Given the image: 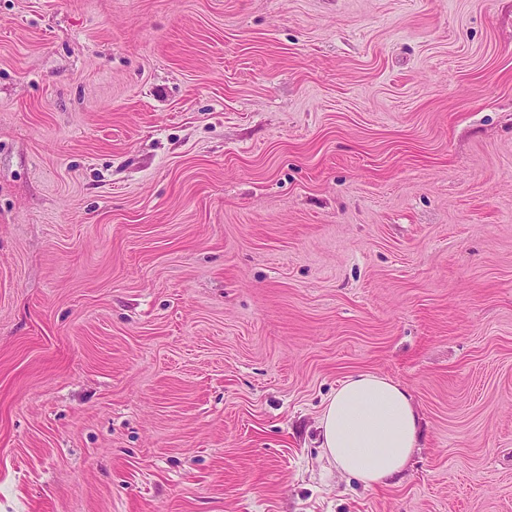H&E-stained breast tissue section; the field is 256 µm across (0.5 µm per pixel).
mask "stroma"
<instances>
[{"mask_svg": "<svg viewBox=\"0 0 512 512\" xmlns=\"http://www.w3.org/2000/svg\"><path fill=\"white\" fill-rule=\"evenodd\" d=\"M0 512H512V0H0ZM421 416L407 390L385 376H347L319 417L322 457L366 488H383L418 448Z\"/></svg>", "mask_w": 512, "mask_h": 512, "instance_id": "stroma-1", "label": "stroma"}]
</instances>
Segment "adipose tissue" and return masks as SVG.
I'll list each match as a JSON object with an SVG mask.
<instances>
[{
	"mask_svg": "<svg viewBox=\"0 0 512 512\" xmlns=\"http://www.w3.org/2000/svg\"><path fill=\"white\" fill-rule=\"evenodd\" d=\"M421 416L407 390L371 372L347 376L319 417L323 457L368 488H382L408 466Z\"/></svg>",
	"mask_w": 512,
	"mask_h": 512,
	"instance_id": "1",
	"label": "adipose tissue"
}]
</instances>
